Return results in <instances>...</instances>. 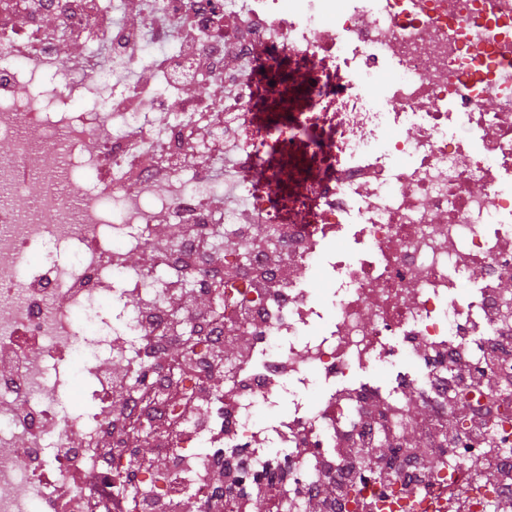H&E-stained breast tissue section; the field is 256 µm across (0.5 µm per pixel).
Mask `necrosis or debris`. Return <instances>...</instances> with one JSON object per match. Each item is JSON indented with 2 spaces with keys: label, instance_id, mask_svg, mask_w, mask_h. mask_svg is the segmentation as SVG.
Listing matches in <instances>:
<instances>
[{
  "label": "necrosis or debris",
  "instance_id": "obj_1",
  "mask_svg": "<svg viewBox=\"0 0 512 512\" xmlns=\"http://www.w3.org/2000/svg\"><path fill=\"white\" fill-rule=\"evenodd\" d=\"M121 3L0 0V512H94L103 494L144 512L131 472L164 503L173 476L137 467L141 436L192 476L194 512H207L197 476L216 443L233 485L224 512H243L241 494L257 484L279 512H306L304 487L337 478L336 512H496L512 499V403L488 387L512 390V0H139L136 25ZM160 14L193 16V41L160 45L159 86L115 82ZM77 34L94 49L61 72L59 47ZM211 80L239 89L232 128L223 100L185 94ZM78 93L91 108L54 115ZM174 97L179 112L152 125ZM203 123L210 139L188 142ZM228 134L241 205L271 227L272 246L226 256L221 274L210 251L251 236L219 204L211 143ZM300 144L315 171L290 167ZM160 214L207 250L182 237L162 265L117 262L114 235L131 229L150 244ZM302 268L321 273L324 297ZM475 269L481 279L465 287ZM175 285L210 287L212 316L169 310ZM241 336L248 344L225 355L224 387L213 388L215 341ZM174 337L196 371L172 358ZM494 347L487 385L455 398L468 413L490 408L492 425L462 421L438 468L387 477L359 464L383 433L411 426L417 406L436 407L450 362ZM114 364L131 387L113 383ZM283 401L286 415L259 421ZM127 404L135 421L114 424ZM76 431L107 440L110 459L89 467ZM60 479L73 485L65 503L50 490ZM460 484L469 493L449 506Z\"/></svg>",
  "mask_w": 512,
  "mask_h": 512
}]
</instances>
